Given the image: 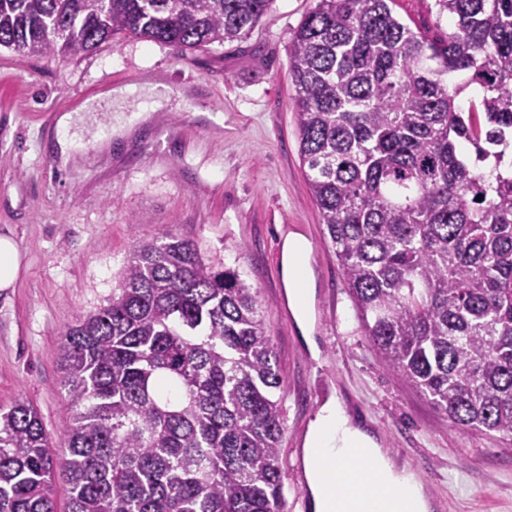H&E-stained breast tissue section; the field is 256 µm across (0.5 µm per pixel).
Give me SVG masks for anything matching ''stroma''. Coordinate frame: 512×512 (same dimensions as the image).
Instances as JSON below:
<instances>
[{
  "instance_id": "35a3bbf8",
  "label": "stroma",
  "mask_w": 512,
  "mask_h": 512,
  "mask_svg": "<svg viewBox=\"0 0 512 512\" xmlns=\"http://www.w3.org/2000/svg\"><path fill=\"white\" fill-rule=\"evenodd\" d=\"M317 0H273L242 41L177 52L126 39L68 61L0 50V234L24 257L0 291V406L23 399L41 414L54 455L68 422L58 346L77 316L107 305L133 246L170 233L206 262L236 269L264 303L285 413L286 512H303L293 468L320 406L340 395L384 447L417 473L433 512H512V443L459 435L367 341L299 157L288 43ZM434 0H393L394 14L431 37L448 31ZM146 81L183 91L120 137L139 98L108 90ZM100 99L82 147L47 164L60 114ZM308 244L312 330L284 316L283 235ZM321 353L312 357L306 334Z\"/></svg>"
}]
</instances>
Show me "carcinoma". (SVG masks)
Returning <instances> with one entry per match:
<instances>
[{
    "label": "carcinoma",
    "mask_w": 512,
    "mask_h": 512,
    "mask_svg": "<svg viewBox=\"0 0 512 512\" xmlns=\"http://www.w3.org/2000/svg\"><path fill=\"white\" fill-rule=\"evenodd\" d=\"M318 0L288 43L299 154L365 336L462 435L512 441V0ZM272 0H0V48L67 60L136 38L243 39ZM479 92L463 108L458 96ZM62 459L40 414L0 407V512H283L284 417L261 301L195 244L141 240L107 306L58 348ZM433 4L434 0H393L390 6L403 23L432 38L448 33L450 23L446 16L437 18Z\"/></svg>",
    "instance_id": "obj_1"
}]
</instances>
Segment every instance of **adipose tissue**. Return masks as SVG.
<instances>
[{
	"label": "adipose tissue",
	"instance_id": "adipose-tissue-1",
	"mask_svg": "<svg viewBox=\"0 0 512 512\" xmlns=\"http://www.w3.org/2000/svg\"><path fill=\"white\" fill-rule=\"evenodd\" d=\"M283 276L294 292L300 316L309 313L310 290L305 282L308 247L299 240L285 243ZM306 482L315 512H430L431 505L416 475L382 448L370 430L355 423L344 403L330 397L308 428L304 448ZM354 477L337 487L335 472Z\"/></svg>",
	"mask_w": 512,
	"mask_h": 512
}]
</instances>
